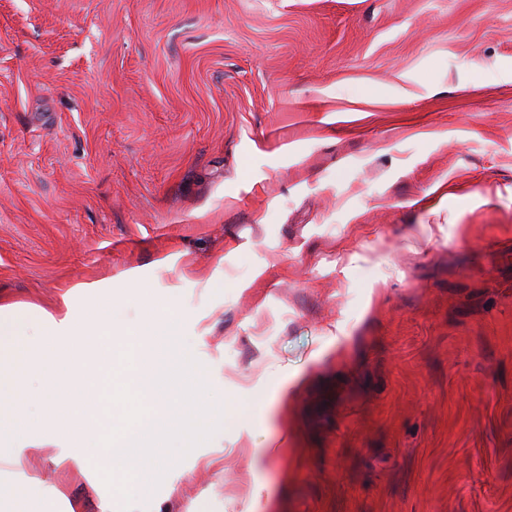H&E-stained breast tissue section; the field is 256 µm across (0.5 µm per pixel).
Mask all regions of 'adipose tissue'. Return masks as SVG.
I'll list each match as a JSON object with an SVG mask.
<instances>
[{"label":"adipose tissue","instance_id":"obj_1","mask_svg":"<svg viewBox=\"0 0 512 512\" xmlns=\"http://www.w3.org/2000/svg\"><path fill=\"white\" fill-rule=\"evenodd\" d=\"M119 282L87 284L88 310L68 291L51 310L0 303L1 465L53 446L57 466L93 486L144 494L181 449L223 425L206 365L178 341L185 318L174 298L140 288L131 272ZM133 291L145 314L116 324Z\"/></svg>","mask_w":512,"mask_h":512}]
</instances>
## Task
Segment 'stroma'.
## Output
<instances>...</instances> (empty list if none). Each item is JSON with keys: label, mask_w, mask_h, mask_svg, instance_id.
Wrapping results in <instances>:
<instances>
[{"label": "stroma", "mask_w": 512, "mask_h": 512, "mask_svg": "<svg viewBox=\"0 0 512 512\" xmlns=\"http://www.w3.org/2000/svg\"><path fill=\"white\" fill-rule=\"evenodd\" d=\"M129 269L224 428L115 512H512V0H0V298Z\"/></svg>", "instance_id": "1"}]
</instances>
